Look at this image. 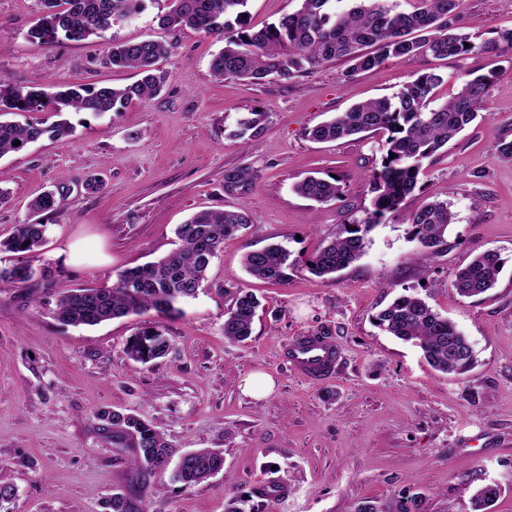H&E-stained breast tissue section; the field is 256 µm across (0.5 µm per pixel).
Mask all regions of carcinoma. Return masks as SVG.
I'll use <instances>...</instances> for the list:
<instances>
[{
	"mask_svg": "<svg viewBox=\"0 0 512 512\" xmlns=\"http://www.w3.org/2000/svg\"><path fill=\"white\" fill-rule=\"evenodd\" d=\"M40 16L28 31L29 41L45 46L60 40L84 41L91 36L105 40L100 62L114 69L131 70L137 80L122 86L75 83L63 91L47 94L13 86L0 76V157L19 152L42 139L63 140L75 127L63 114L68 109L103 116L126 106L157 96L167 76L159 62L168 55V44L158 40L115 42L105 33L116 23L138 15L144 0H37ZM248 0H174L161 23L172 29L183 27L201 31L223 42L213 55L212 73L222 78L261 82L268 78L289 79L321 63L344 60L353 72L373 69L390 57L430 53L438 58L470 52L507 53L512 51V30L491 42H476L454 27L452 16L457 0H407L409 9H399L395 0H351L353 5L340 12L334 0H300V7L277 22L255 29L247 23L243 7ZM442 77L434 72L419 75L391 97L356 103L346 111L319 123L309 137L319 143L332 142L362 133L386 135L381 164L369 178L375 196L372 208L360 221L343 226L340 235L323 246L310 259L309 270L328 279L347 268L364 253L367 235L387 216L403 214L411 226V236L425 248L443 244L454 214L446 201H432L407 212L405 201L414 192L424 160L433 157L448 142L484 118V93L489 78L478 76L441 106L430 109L428 101ZM51 109L58 120L4 119ZM266 113L254 111L238 122L234 135L255 137ZM20 145H15V142ZM255 184V174L246 168L224 170V193L244 194ZM299 196L318 203L339 197L338 180L306 176L293 185ZM57 194L48 191L35 199L30 210L49 214L56 210ZM250 224L238 210H205L177 226L178 248L155 262L120 272L110 287L79 288L56 301L55 316L67 326H95L112 319L143 315L152 310L165 315L182 313L181 304L193 297L205 280L206 271L224 239ZM48 225L28 220L15 226L11 237L0 240V251L20 253L27 260L6 270L0 267V288H27L34 280L30 268L39 261ZM290 252L280 245H269L244 257L246 271L267 282L282 283L288 278ZM505 260L496 251L475 256L459 269L451 282V295L475 297L495 287ZM224 320V338L241 343L252 334L260 301L250 291L238 289ZM384 332L418 347L433 369L463 375L476 363L468 339L448 318L434 310L423 298L402 295L375 316ZM170 341L157 325H144L126 344L128 357L141 364L165 356ZM103 430L110 434L118 454L144 478L157 471L172 469V479L198 484L224 468L222 453L199 449L176 455L161 433L132 411L103 410L96 415ZM499 494L490 483L474 495L475 512H487ZM130 497L112 494L106 512H132ZM387 512H423V497L402 496Z\"/></svg>",
	"mask_w": 512,
	"mask_h": 512,
	"instance_id": "carcinoma-1",
	"label": "carcinoma"
}]
</instances>
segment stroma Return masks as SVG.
I'll use <instances>...</instances> for the list:
<instances>
[{"mask_svg": "<svg viewBox=\"0 0 512 512\" xmlns=\"http://www.w3.org/2000/svg\"><path fill=\"white\" fill-rule=\"evenodd\" d=\"M171 0H146L116 24V41L170 44L167 74L155 98L121 112L70 114L74 136L39 141L0 158V240L29 217L31 200L59 192L45 215L40 259L51 273L29 288L0 290V480L17 495L0 512H103L113 493L131 494L141 512H225L238 495H255L259 512H354L405 495H422L424 512H473L485 483L500 487L489 512H512V52L429 54L388 59L349 74L345 61L323 63L289 80L251 83L215 78L219 41L194 29H164ZM36 0H0V75L23 87L74 82L120 86L128 71L98 65V40L38 47L27 39ZM454 24L475 41L512 30V0H459ZM441 75L430 105L454 97L471 79L489 78V117L425 160L405 206L433 200L455 215L437 252L390 217L367 238L363 256L323 281L307 262L343 225L361 220L374 197L368 178L382 156L381 135L312 141L313 126L353 103L389 97L418 75ZM266 113L250 141L232 137L249 112ZM256 171L253 190L224 192V171ZM100 174L104 187L87 193ZM340 180L338 199L317 204L294 193L307 175ZM245 212L247 229L226 238L207 279L180 315L156 312L72 327L54 315L66 291L109 286L117 275L176 249L174 230L194 213ZM77 244L67 253L68 244ZM271 243L288 248L286 282L266 283L243 267L246 253ZM494 250L505 260L492 291L449 297L455 271ZM253 292L261 307L250 339H225L232 293ZM425 299L469 339L475 368L458 377L432 369L418 348L379 330L376 313L403 293ZM159 324L168 353L142 365L125 344L142 320ZM327 333L340 352L335 376L304 378L282 352L299 336ZM261 371L277 383L255 400L240 388ZM102 409L135 410L177 453L219 450L224 469L184 485L158 472L137 481L113 460L100 428ZM279 480L278 497L259 491Z\"/></svg>", "mask_w": 512, "mask_h": 512, "instance_id": "obj_1", "label": "stroma"}]
</instances>
